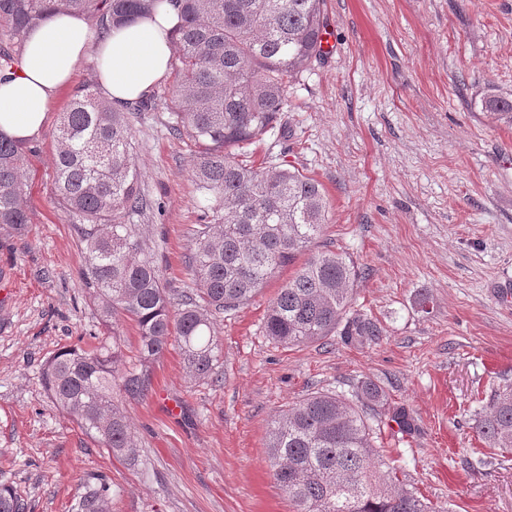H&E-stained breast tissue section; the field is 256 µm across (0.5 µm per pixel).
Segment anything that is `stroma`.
Wrapping results in <instances>:
<instances>
[{"instance_id": "obj_1", "label": "stroma", "mask_w": 512, "mask_h": 512, "mask_svg": "<svg viewBox=\"0 0 512 512\" xmlns=\"http://www.w3.org/2000/svg\"><path fill=\"white\" fill-rule=\"evenodd\" d=\"M333 53L298 74L288 109L243 162L288 161L326 193L323 241L359 271L353 306L380 342L301 346L263 333L284 269L219 318L214 377L196 380L177 345L150 367L146 398L125 403L135 460L98 447L44 390V362L108 333L79 272L80 243L53 194L60 120L97 67L88 49L39 134L24 145L31 222L0 229V485L33 512H72L84 482L109 487L110 512H292L265 443L270 422L317 390L361 377L407 407L417 430L373 420L391 466L436 512H512V450L472 424L512 380V128L481 108L512 94V0H327ZM176 83L156 87L131 135L141 189L161 211L142 222L173 294L198 218L196 149L170 130ZM177 405L168 411L166 401Z\"/></svg>"}]
</instances>
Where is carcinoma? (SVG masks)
<instances>
[{
	"label": "carcinoma",
	"mask_w": 512,
	"mask_h": 512,
	"mask_svg": "<svg viewBox=\"0 0 512 512\" xmlns=\"http://www.w3.org/2000/svg\"><path fill=\"white\" fill-rule=\"evenodd\" d=\"M180 14L170 65L177 90L170 129L198 148L194 177L202 208L185 264L196 293L172 309L156 254L140 224L153 208L141 193L130 134L144 99L116 109L94 80L75 91L58 133L53 187L82 244L80 281L107 323L118 316L139 330V363L122 362L117 332L92 349L69 347L50 356L43 385L99 446L135 459V435L119 399L139 401L150 389L149 365L176 342L194 379L210 377L220 360L216 317L250 301L281 269L308 258L279 288L265 335L304 345L339 335L351 345L377 342L383 328L351 309L359 273L344 253L318 249L328 216L322 185L283 161L254 168L234 149L273 129L288 107V87L321 58L325 0H169ZM162 0H0V72L13 68L29 32L56 13L95 21L104 37L156 11ZM482 108L512 126V98L488 90ZM22 146L0 136V228L23 235L30 210ZM385 412L410 433L414 418L390 404L370 378L351 394L314 392L271 421L266 442L273 477L294 512H433L400 481L374 446L370 416ZM474 429L491 448L512 449V382L494 390ZM0 512H29L12 487L0 486ZM74 512H110L109 487L87 482Z\"/></svg>",
	"instance_id": "1"
}]
</instances>
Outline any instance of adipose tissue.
<instances>
[{"mask_svg":"<svg viewBox=\"0 0 512 512\" xmlns=\"http://www.w3.org/2000/svg\"><path fill=\"white\" fill-rule=\"evenodd\" d=\"M179 17L170 0L154 14L94 39L87 19L58 14L33 28L16 69L0 80V134L23 142L42 128L57 94L73 79L90 47L99 52L101 84L120 107L148 97L169 76Z\"/></svg>","mask_w":512,"mask_h":512,"instance_id":"adipose-tissue-1","label":"adipose tissue"}]
</instances>
